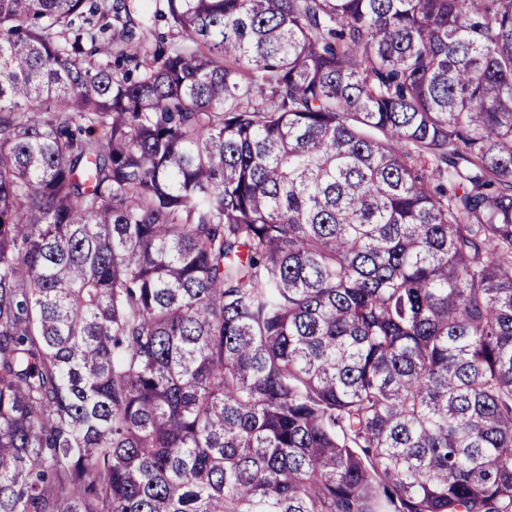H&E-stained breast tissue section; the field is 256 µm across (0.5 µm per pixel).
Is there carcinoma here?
<instances>
[{"label":"carcinoma","mask_w":512,"mask_h":512,"mask_svg":"<svg viewBox=\"0 0 512 512\" xmlns=\"http://www.w3.org/2000/svg\"><path fill=\"white\" fill-rule=\"evenodd\" d=\"M0 0V512H512V0ZM141 1L142 0L125 1L129 6L131 23L140 30H143L144 33V38L140 45L141 53L151 54L161 37L165 39L169 45L178 41L179 38L176 32L169 29L162 18L154 19V15L164 12L162 2L157 4L153 2L152 5L145 8Z\"/></svg>","instance_id":"1"}]
</instances>
